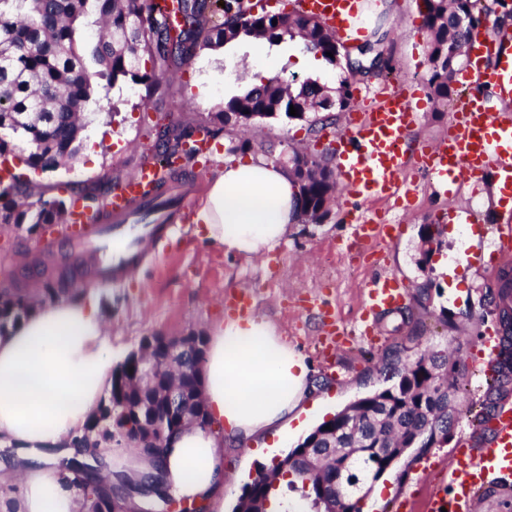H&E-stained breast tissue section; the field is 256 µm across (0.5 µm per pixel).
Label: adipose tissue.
I'll return each instance as SVG.
<instances>
[{
  "instance_id": "adipose-tissue-1",
  "label": "adipose tissue",
  "mask_w": 512,
  "mask_h": 512,
  "mask_svg": "<svg viewBox=\"0 0 512 512\" xmlns=\"http://www.w3.org/2000/svg\"><path fill=\"white\" fill-rule=\"evenodd\" d=\"M299 198L288 169L260 156L229 159L209 178L195 221L209 244L250 259L285 242ZM115 367L111 332L91 292L37 304L0 335V447L16 451L0 461V483L20 481L15 512H84L58 466L77 455L74 441L110 390ZM313 373L306 355L268 320L217 323L201 366L209 426L176 431L157 458L139 454L117 465L111 448L100 449L109 463L105 485L130 490L138 510L150 499L136 489L149 482L163 496L224 512L226 446L280 436L309 403Z\"/></svg>"
}]
</instances>
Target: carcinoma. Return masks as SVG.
<instances>
[{"instance_id":"obj_1","label":"carcinoma","mask_w":512,"mask_h":512,"mask_svg":"<svg viewBox=\"0 0 512 512\" xmlns=\"http://www.w3.org/2000/svg\"><path fill=\"white\" fill-rule=\"evenodd\" d=\"M422 27L428 36L427 82L444 103L455 93L453 79L461 70L451 61L448 47L466 46L472 37L494 20L498 29L512 21L509 0H424ZM277 24H272V20ZM100 30L97 41L84 40L87 28ZM301 36L307 51L328 64L346 67L353 73L379 77L393 67L375 66L388 31L377 26L361 54L341 57L336 36L320 21L305 13L288 15L254 13L251 0H173L172 8L159 9L152 0H0V160H16L33 170H51L73 160L81 148L83 119L87 106L98 90L105 91L130 81L158 88L164 73L173 63H184L205 48L261 37L271 45ZM332 55H326V52ZM147 60L151 69H141ZM329 91L307 80L299 87L267 82L224 101L214 118L227 125L248 110L269 119L291 118L290 107L300 112H330L346 107L352 96L351 85L342 80L333 103ZM192 132L174 133L164 127L157 133L156 155L169 168L161 185L175 180L183 168L171 166V158L183 151ZM293 174L301 180L299 169L307 167L308 182L300 184L301 207L316 206L332 196L337 181L330 157L295 154ZM36 186L14 174L9 183L0 180V224H55L63 206L58 199L29 198ZM500 310L504 328L499 359L491 364L494 382L489 402L474 416L481 426L489 421L498 403L495 392L512 375V269L499 276ZM32 306L18 290L0 291V334L17 325ZM187 371L184 389L197 399L193 407L208 423L199 369L191 357L179 356ZM137 370V362L127 358L117 367L108 396L99 406L87 428L98 435V447L112 437V429L122 428L126 420L112 414V403L126 400L143 404L147 418L163 420L166 408L155 397L164 383L130 391L120 383L121 375ZM466 371L460 362H449L436 353L421 354L404 363L398 385L361 398L336 414L337 448L356 453L349 466L347 481L376 480V453L373 448L406 444V448H431L448 443L453 417L448 415V400L456 399ZM92 488L85 495L86 512H106L112 494L97 479L89 476Z\"/></svg>"}]
</instances>
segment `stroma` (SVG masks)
<instances>
[{
  "label": "stroma",
  "mask_w": 512,
  "mask_h": 512,
  "mask_svg": "<svg viewBox=\"0 0 512 512\" xmlns=\"http://www.w3.org/2000/svg\"><path fill=\"white\" fill-rule=\"evenodd\" d=\"M366 27L384 23L389 31L385 54L402 76L424 75L427 71V35L421 30V0H373L366 5ZM311 55L301 39L277 45L238 42L221 54L199 52L185 64L171 66L170 82L153 92L144 85L125 82L100 93L89 105L82 132L91 153H80L76 161L53 170L24 171L25 179L38 184L48 197L68 199L90 194L104 200L114 183L132 177L142 158L152 153L159 128L171 122L195 129L210 124L224 100L251 86L264 83L266 74L336 88L349 79L356 94L352 107H360V95L376 87V80L349 75L332 65L315 70ZM206 88L207 99H199L198 88ZM418 102L417 136L432 141L444 134L448 111L437 102L429 86H421ZM250 140L251 155L273 143L275 153L289 155L305 150L318 155L319 138L308 122L266 119L247 129L225 126L216 138L218 159L209 168L190 166L181 182H167L166 195L175 205H194L206 190L207 179L221 160L230 158L231 147ZM477 212L474 224H454L449 208ZM507 203L495 192L492 180H484L476 191L447 199L423 191L407 208L386 202L382 210L389 223L400 230L393 243L378 252L352 251L353 226L340 203H332L320 224H293L286 245L271 254L246 260L225 255L197 234L193 220L178 225V236L189 240L187 251L156 248L138 270L123 282L98 283L96 293L111 325L112 345L122 352L137 349L145 336L205 334L210 324L223 321L224 298L240 290L252 295L254 315L273 322L281 335L297 346L310 361H317L315 338L318 321L305 308L314 298L336 309V318L346 328L359 319L363 289L377 273L396 277L406 290V300L394 314L378 319L381 341L374 349L358 345L336 352L335 371L318 370L320 403L307 414L304 430L290 434L289 447H296L314 429L352 402L397 385L398 368L407 359L424 352L453 355L467 369L460 394L466 410L457 414L448 441L456 443L491 438L490 426H477L474 415L486 399L492 380L491 355L484 340L501 337L498 314V274L512 267L501 240L491 228ZM439 224L447 230L439 250L430 257L421 254L424 225ZM60 240L45 243L27 226L0 224V289L32 292L46 283L73 285L70 263L58 261L53 272L38 271L30 264L33 256L59 252ZM452 265V275L437 273L439 263ZM446 446L413 448L378 480L383 490L368 494L360 503L362 512H391L395 499L415 487L417 477L426 486L441 483L448 467ZM266 454L245 447L229 449L224 468L233 481L227 503L237 502L245 485L259 469L271 467Z\"/></svg>",
  "instance_id": "stroma-1"
}]
</instances>
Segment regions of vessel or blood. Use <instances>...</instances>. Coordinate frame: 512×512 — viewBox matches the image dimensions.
Segmentation results:
<instances>
[{"mask_svg":"<svg viewBox=\"0 0 512 512\" xmlns=\"http://www.w3.org/2000/svg\"><path fill=\"white\" fill-rule=\"evenodd\" d=\"M349 0H294V9L322 20L338 39H346L350 27ZM477 51L496 56L500 64L479 65L463 72V93L451 111L448 130L433 142L415 141L418 95L413 85L397 80L372 91L363 107L351 112L345 127L323 133L332 148L343 181L346 202L412 200V188L428 176L432 192L460 194L493 177L501 193L512 197V109H498L476 95L482 85L507 90L512 98V34L476 36ZM161 167L145 156L136 174L115 183L99 209L70 199L61 217L68 243L76 256L93 257L102 280L122 281L132 275L143 251L138 228L130 219L142 205L147 191L157 185ZM395 239V227L380 218L357 217L354 246L358 250L385 247ZM406 290L399 280L377 274L370 278L361 308L359 328H340L325 309H318L321 324L317 351L326 367H333L337 349L359 340L379 341L377 318L398 309ZM494 436L480 446L452 449L446 486L424 495L396 501L395 512H471L490 473H512V410L493 417Z\"/></svg>","mask_w":512,"mask_h":512,"instance_id":"vessel-or-blood-1","label":"vessel or blood"}]
</instances>
